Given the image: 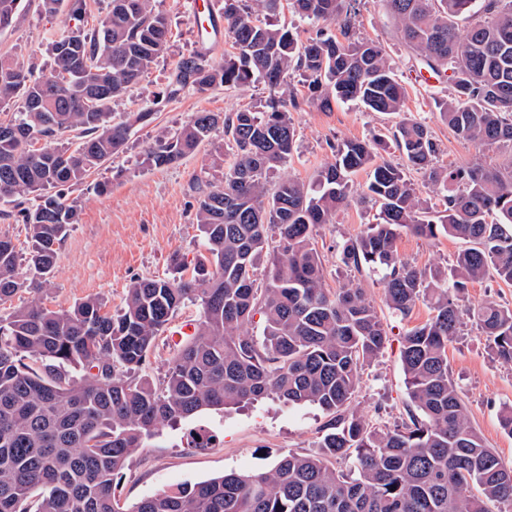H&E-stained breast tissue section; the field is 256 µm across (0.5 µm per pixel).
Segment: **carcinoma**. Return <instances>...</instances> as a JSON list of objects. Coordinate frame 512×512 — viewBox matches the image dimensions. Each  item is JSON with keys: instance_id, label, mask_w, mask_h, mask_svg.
Segmentation results:
<instances>
[{"instance_id": "carcinoma-1", "label": "carcinoma", "mask_w": 512, "mask_h": 512, "mask_svg": "<svg viewBox=\"0 0 512 512\" xmlns=\"http://www.w3.org/2000/svg\"><path fill=\"white\" fill-rule=\"evenodd\" d=\"M23 0H0L15 24ZM81 21L85 0H40ZM282 0H221L229 48L217 61L199 49L169 71L151 107L112 121V104L163 52L168 20L155 0H112L92 32L65 31L51 43L53 66L36 71L0 59V217L29 226L27 305L0 314V512H512V467L502 464L471 425L448 369V342L469 316L498 359L512 363V308L464 307L467 285L492 275L512 283V166H436L428 126L405 120L392 132L403 163L378 155L379 139L346 141L312 183L268 174L296 146L292 112L300 102L292 72L309 80L307 103L329 111L356 101L371 112L403 111L404 90L381 46L359 37L348 0H291L304 18L338 26L303 43L272 22ZM397 34L425 68L447 76L438 102L454 134L478 146L512 142V0H384ZM471 19L461 29L458 20ZM74 43L78 52L62 49ZM262 83L265 111H200L163 134L146 163L166 167L224 133L235 161L216 185L195 177L196 224L210 254L185 280L138 279L118 313L89 297L69 310L44 306L57 250L78 209L79 185L153 121L157 105L187 90ZM74 133L72 144L65 136ZM428 173L442 209L425 215L405 170ZM368 171L362 198L378 210L342 248L341 261L382 276L387 306L407 317L420 300L433 315L408 330L401 351L416 414L377 428L347 406L361 370L387 334L361 284L325 287L312 229L329 224L353 199L352 176ZM279 240L255 287L256 259ZM465 240L448 269H419L396 248L400 230ZM15 244L0 237V306L25 282L15 276ZM188 301L200 303L194 333L179 344L161 384L144 374L160 333ZM262 332L253 334L254 321ZM275 394L331 415L313 454L288 453L268 470L230 473L160 490L132 507L113 492L117 476L165 422ZM352 460L349 472L329 465Z\"/></svg>"}]
</instances>
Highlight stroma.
<instances>
[{
	"instance_id": "1",
	"label": "stroma",
	"mask_w": 512,
	"mask_h": 512,
	"mask_svg": "<svg viewBox=\"0 0 512 512\" xmlns=\"http://www.w3.org/2000/svg\"><path fill=\"white\" fill-rule=\"evenodd\" d=\"M157 5L168 18V43L139 84L113 103V120H123L149 105L163 90L169 68L197 45L190 0H158ZM355 11L360 35L382 46L406 91L404 109L401 114L387 115L368 111L356 102L333 105L327 112L303 106L293 114L296 148L288 162L270 175V183L288 177L311 183L320 168L334 162L339 143L375 141L403 119L429 127L439 165L456 169L478 159L491 167L512 163V143L482 149L455 136L436 106L437 100L448 96V84L428 86L416 80L422 65L400 41L381 0H358ZM68 25L65 13L46 14L31 0L16 26L0 32V57L49 69L50 44ZM268 95V88L261 84L243 90L189 91L162 107L153 123L134 127L126 146L68 194L78 208L79 221L70 226L59 247L45 306L66 310L98 296L104 298L108 310L115 311L134 280L168 274L172 258H181L186 269H193L206 249L195 221L190 183L205 165L213 182L221 183L234 161L231 147L219 133L194 154L164 168L147 166L145 154L159 135L180 128L193 113L260 112ZM104 184L109 187L105 193L100 190ZM375 221V210L355 200L337 211L332 223L316 225L312 238L323 262L326 287L336 289L347 280L359 281L386 329V347L364 367L350 408L374 426L390 427L407 419L412 407L401 363L403 338L411 327L427 321L432 310L421 300L410 318H401L385 304L377 275L357 272L342 263L343 244ZM396 246L399 255L418 268L443 269L465 243L448 236L424 239L405 231ZM200 314L199 304L186 303L158 336L146 369L153 381H160L165 373L179 342L178 330L195 324ZM448 368L472 425L487 447L504 464L512 465V437L498 423L500 408L512 405V364L498 360L485 336L469 324L448 345ZM328 421V414L316 406H288L274 397L237 409L201 411L177 425L161 427L144 451L128 463L115 494L130 506L177 485H193L231 472L266 470L284 454L316 451ZM199 432L213 436L211 447L194 445L193 436Z\"/></svg>"
}]
</instances>
